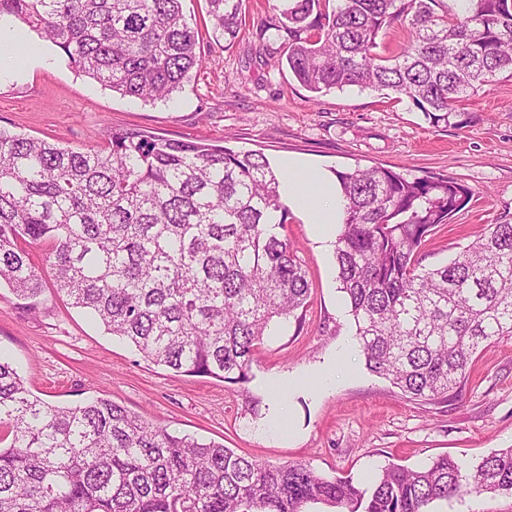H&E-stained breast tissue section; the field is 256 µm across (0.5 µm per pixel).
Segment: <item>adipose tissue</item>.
I'll list each match as a JSON object with an SVG mask.
<instances>
[{"label":"adipose tissue","instance_id":"1","mask_svg":"<svg viewBox=\"0 0 512 512\" xmlns=\"http://www.w3.org/2000/svg\"><path fill=\"white\" fill-rule=\"evenodd\" d=\"M283 202L313 224L317 238L325 243L335 237V226L343 219L344 202L337 178L305 171L301 162L288 159L283 164L280 183Z\"/></svg>","mask_w":512,"mask_h":512}]
</instances>
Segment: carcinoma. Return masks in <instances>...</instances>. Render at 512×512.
Here are the masks:
<instances>
[{"mask_svg": "<svg viewBox=\"0 0 512 512\" xmlns=\"http://www.w3.org/2000/svg\"><path fill=\"white\" fill-rule=\"evenodd\" d=\"M183 0H0L84 76L122 96L163 100L201 60ZM279 0L260 25L288 45L309 92L390 89L432 122L512 71V0ZM234 44L242 0H208ZM400 22L410 38L375 52ZM345 217L336 240L366 368L415 401L456 399L478 351L512 338V223L488 224L448 264L422 246L467 191L446 175L381 166L336 172ZM260 152L112 131L77 151L0 130V287L27 308L48 301L29 249L46 247L52 294L144 358L190 376L244 383L254 349L307 304L306 271L281 234L289 209ZM460 493L512 494V448L463 470L391 463L368 484L304 463L259 464L222 444L174 435L107 398L47 402L0 356V512H431Z\"/></svg>", "mask_w": 512, "mask_h": 512, "instance_id": "cac0c4a2", "label": "carcinoma"}]
</instances>
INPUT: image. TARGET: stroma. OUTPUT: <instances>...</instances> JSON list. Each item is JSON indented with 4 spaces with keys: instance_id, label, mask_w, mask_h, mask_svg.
Segmentation results:
<instances>
[{
    "instance_id": "stroma-1",
    "label": "stroma",
    "mask_w": 512,
    "mask_h": 512,
    "mask_svg": "<svg viewBox=\"0 0 512 512\" xmlns=\"http://www.w3.org/2000/svg\"><path fill=\"white\" fill-rule=\"evenodd\" d=\"M202 63L170 99L124 97L79 75L61 51L19 20L11 25L41 60L0 81V129L74 149L106 145L112 130L263 152L272 167L289 157L331 175L382 166L413 177L440 173L471 197L420 252L424 267L448 262L489 224L512 223V74L471 93L449 123H431L407 97L357 86L312 97L281 66L279 42L259 41L267 0H243L246 33L226 45L207 0H184ZM310 284L302 322H281L255 349L250 380L231 384L155 364L68 304L28 311L0 289V353L31 392L75 404L112 400L169 432L224 444L263 464L305 463L318 474L366 481L389 463L413 469L448 455L463 468L512 447V339L482 349L460 398L412 401L369 372L359 347L333 388L310 372L335 359L354 330L340 290L334 244L315 239L298 213L283 230ZM298 385L272 391L276 377ZM434 512H512V495L461 494Z\"/></svg>"
}]
</instances>
